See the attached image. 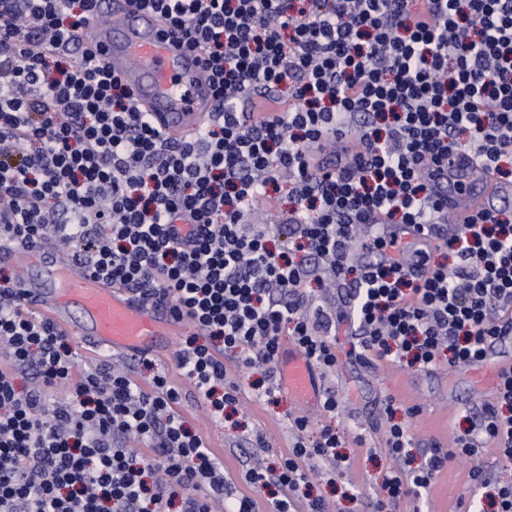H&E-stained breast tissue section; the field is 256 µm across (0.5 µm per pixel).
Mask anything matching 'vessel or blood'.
Returning <instances> with one entry per match:
<instances>
[{
    "label": "vessel or blood",
    "instance_id": "vessel-or-blood-1",
    "mask_svg": "<svg viewBox=\"0 0 512 512\" xmlns=\"http://www.w3.org/2000/svg\"><path fill=\"white\" fill-rule=\"evenodd\" d=\"M106 29L90 25L92 45L102 47L113 72L132 90L138 105L150 112L169 137L197 131L214 112L211 89L201 74L200 55L187 38L167 27L157 14L131 6L128 0H105ZM449 183L464 182L466 193L448 194V221L464 224L478 212L496 209L498 200L512 196V184L495 179L487 168L460 156L448 159ZM17 266L39 258L44 277L20 283L60 329L71 325L70 310L79 308L86 321L85 339L113 354L132 355L165 345L179 324L169 316L130 297L122 288L94 278L76 263H60L50 241L9 251ZM282 378L302 405L319 402L313 365L296 348H289Z\"/></svg>",
    "mask_w": 512,
    "mask_h": 512
}]
</instances>
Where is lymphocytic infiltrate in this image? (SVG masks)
Wrapping results in <instances>:
<instances>
[{"label":"lymphocytic infiltrate","instance_id":"1","mask_svg":"<svg viewBox=\"0 0 512 512\" xmlns=\"http://www.w3.org/2000/svg\"><path fill=\"white\" fill-rule=\"evenodd\" d=\"M131 2L186 30L215 112L178 140L157 128L85 40L100 0H0V240L58 238L95 278L192 324L176 357L216 419L238 401L225 359L273 366L286 339L325 373L342 331L358 358L420 371L477 369L512 341V214L452 230L437 189L452 155L512 182V0ZM261 208L277 223H254ZM402 224L435 241L412 266L385 232ZM283 232L291 251L271 249ZM365 250L391 258L356 262ZM346 274V310L304 290ZM0 347V512H258L166 375L145 390L106 360L76 374L66 332L29 315L14 276H0ZM469 422L385 478L391 508L449 458H512V359ZM306 426L292 419L278 466L244 471L279 489L268 512H292L305 461L338 458L333 429L310 445Z\"/></svg>","mask_w":512,"mask_h":512}]
</instances>
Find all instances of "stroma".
<instances>
[{
	"label": "stroma",
	"mask_w": 512,
	"mask_h": 512,
	"mask_svg": "<svg viewBox=\"0 0 512 512\" xmlns=\"http://www.w3.org/2000/svg\"><path fill=\"white\" fill-rule=\"evenodd\" d=\"M189 324H181L168 347L148 352L147 362L138 356L122 357V364L141 385L148 386L154 374H166L180 388L182 399L178 412L206 439L213 454L224 462V475L238 493L254 495L260 512L267 508V493H253L240 474L245 461L260 460L276 465L287 454L292 440L291 417L305 415L307 443H314L325 427H332L341 442L340 451L347 460L332 466L318 459L308 461L313 472L311 494L323 498L332 512H388L382 482L397 464L385 452L383 431L377 428L385 401H392L396 416L408 419L413 436V455H420L431 442L450 444L454 434L465 429L468 407L490 399L495 378L494 364L477 370L449 368L440 363L425 373L403 369L387 361L364 366L349 357L347 336L336 338L340 365L335 373L322 377V388L336 392L340 408L328 415L315 408L302 411L286 390H277L272 400H261L255 386L265 370L240 368L226 361L227 377L237 388L239 402L235 412L224 419H213L176 360L183 337L194 335ZM481 470L484 483L472 481L470 473ZM512 483V460L498 456L493 449H480L472 457H455L433 480L429 491L420 499L406 500L398 512H454L461 497L482 500L498 485Z\"/></svg>",
	"instance_id": "35a3bbf8"
}]
</instances>
